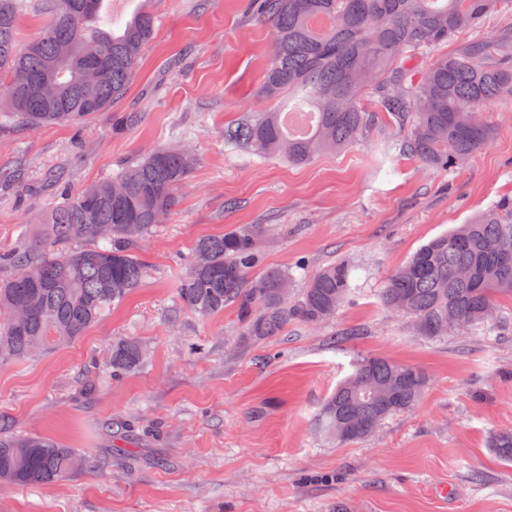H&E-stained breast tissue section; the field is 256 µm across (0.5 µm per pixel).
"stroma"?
Listing matches in <instances>:
<instances>
[{
    "label": "stroma",
    "instance_id": "obj_1",
    "mask_svg": "<svg viewBox=\"0 0 512 512\" xmlns=\"http://www.w3.org/2000/svg\"><path fill=\"white\" fill-rule=\"evenodd\" d=\"M248 0H120V28L142 8L157 33L123 98L82 128L0 127V249L35 217L157 149H187L190 178L141 239L139 288L70 346L0 365V415L93 458L94 472L48 485L0 484V512H512V463L491 433L512 429V297L466 335L428 339L379 301L385 276L423 244L512 199V98L490 102L495 133L462 168L384 160L379 133L305 166L240 151L224 131L258 95L272 47ZM259 230L258 278L290 275V295L338 261L356 290L330 319L277 337L244 333L234 309L202 318L176 286L195 242ZM133 337L142 371L86 375ZM424 369L418 404L339 445L319 414L356 361Z\"/></svg>",
    "mask_w": 512,
    "mask_h": 512
}]
</instances>
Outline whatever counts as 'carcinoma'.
<instances>
[{"mask_svg":"<svg viewBox=\"0 0 512 512\" xmlns=\"http://www.w3.org/2000/svg\"><path fill=\"white\" fill-rule=\"evenodd\" d=\"M69 2L40 0L46 24L21 45L16 27L25 0H0L3 124L83 126L124 95L153 38L154 16L141 10L117 33L94 25L105 0H76L81 9ZM251 2L272 22L275 44L260 95L277 104L294 100L315 117L308 133L294 136L283 124L284 109L248 113L225 138L252 155L304 165L320 151H341L365 138L381 112L389 125L408 128L388 148L430 168H455L493 137L486 105L512 96V22L489 37L459 41L450 54L430 55L465 29L511 11L512 0ZM57 60L56 91L46 99L35 79ZM370 88L377 92L372 109L364 103ZM193 166L187 149L157 150L66 197L36 220L39 235L0 250V364L75 343L139 288L145 265L137 242L172 211ZM260 258L251 229L202 239L176 295L201 317L235 307L245 335L265 340L291 321L332 317L356 288L350 266L338 262L291 299L285 273L248 278ZM504 294L512 296V201L422 245L379 291L386 309L410 318L431 339L485 323ZM145 356L138 340L120 339L102 373L136 372ZM428 385L417 366L363 357L324 403V430L338 445L360 441L414 408ZM489 447L512 462V430L492 433ZM95 468L76 448L0 425V484H48Z\"/></svg>","mask_w":512,"mask_h":512,"instance_id":"1","label":"carcinoma"}]
</instances>
